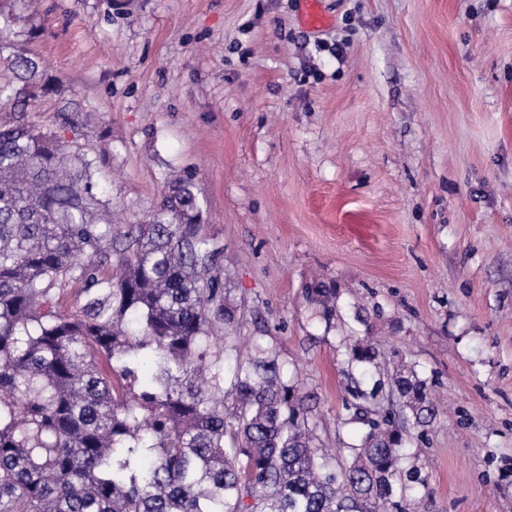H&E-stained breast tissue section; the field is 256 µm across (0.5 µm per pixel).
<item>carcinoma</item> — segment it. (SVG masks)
Returning a JSON list of instances; mask_svg holds the SVG:
<instances>
[{"label": "carcinoma", "instance_id": "carcinoma-1", "mask_svg": "<svg viewBox=\"0 0 512 512\" xmlns=\"http://www.w3.org/2000/svg\"><path fill=\"white\" fill-rule=\"evenodd\" d=\"M0 84V512H407L411 437L436 416L427 380L385 381L371 336L349 340L351 462L316 444L314 396L235 308L224 246L189 175L143 224H114L97 159L29 122L51 91L15 51ZM71 281L76 310L58 306ZM330 318L333 292L307 290ZM151 364L152 377L138 382Z\"/></svg>", "mask_w": 512, "mask_h": 512}]
</instances>
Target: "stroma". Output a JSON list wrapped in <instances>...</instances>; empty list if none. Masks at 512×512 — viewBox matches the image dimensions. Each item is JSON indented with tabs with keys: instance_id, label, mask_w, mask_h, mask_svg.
I'll list each match as a JSON object with an SVG mask.
<instances>
[{
	"instance_id": "35a3bbf8",
	"label": "stroma",
	"mask_w": 512,
	"mask_h": 512,
	"mask_svg": "<svg viewBox=\"0 0 512 512\" xmlns=\"http://www.w3.org/2000/svg\"><path fill=\"white\" fill-rule=\"evenodd\" d=\"M321 6L316 31L301 0H5L0 37L46 63L27 117L97 158L118 222L192 175L237 333L317 394L323 446L350 441L344 337H384L448 402L409 512H512V0Z\"/></svg>"
}]
</instances>
